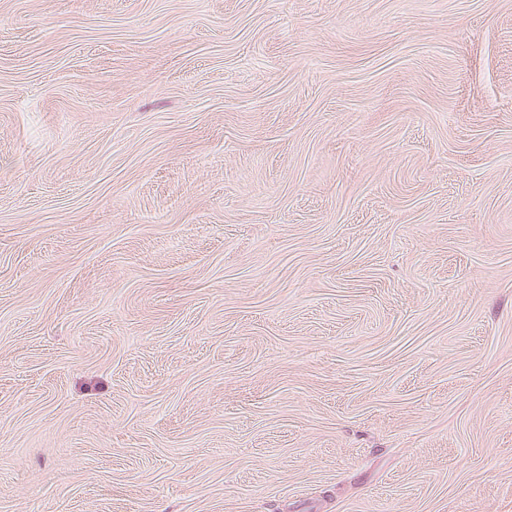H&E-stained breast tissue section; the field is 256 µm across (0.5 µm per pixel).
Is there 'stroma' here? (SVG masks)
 <instances>
[{
  "label": "stroma",
  "instance_id": "stroma-1",
  "mask_svg": "<svg viewBox=\"0 0 512 512\" xmlns=\"http://www.w3.org/2000/svg\"><path fill=\"white\" fill-rule=\"evenodd\" d=\"M0 512H512V0H0Z\"/></svg>",
  "mask_w": 512,
  "mask_h": 512
}]
</instances>
